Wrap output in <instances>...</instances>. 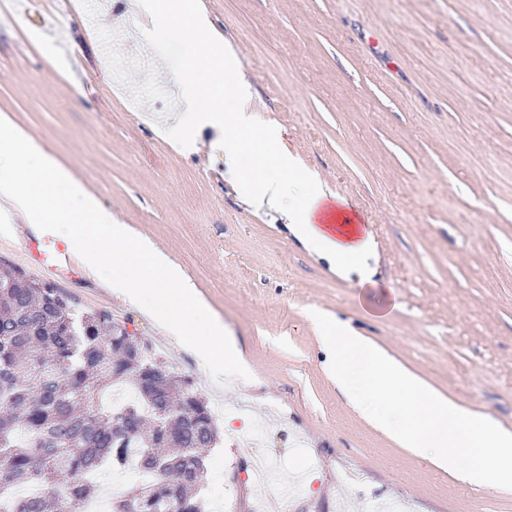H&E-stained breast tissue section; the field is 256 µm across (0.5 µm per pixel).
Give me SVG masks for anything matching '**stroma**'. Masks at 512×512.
I'll use <instances>...</instances> for the list:
<instances>
[{
    "instance_id": "stroma-1",
    "label": "stroma",
    "mask_w": 512,
    "mask_h": 512,
    "mask_svg": "<svg viewBox=\"0 0 512 512\" xmlns=\"http://www.w3.org/2000/svg\"><path fill=\"white\" fill-rule=\"evenodd\" d=\"M0 116L35 138L119 223L153 242L235 337L248 381L214 384L159 323L103 279H39L107 308L209 402L208 512H264L244 463L273 451L288 512H512L362 419L331 378L312 317L348 322L441 395L512 431V0H205L262 120L364 226L368 275L337 273L280 215L244 205L219 133L196 150L182 110L181 42L147 34L140 0H8ZM95 11L97 27L78 18ZM145 51L124 80L100 41Z\"/></svg>"
}]
</instances>
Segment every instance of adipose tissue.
<instances>
[{
    "instance_id": "ef3b65f1",
    "label": "adipose tissue",
    "mask_w": 512,
    "mask_h": 512,
    "mask_svg": "<svg viewBox=\"0 0 512 512\" xmlns=\"http://www.w3.org/2000/svg\"><path fill=\"white\" fill-rule=\"evenodd\" d=\"M152 18L150 36L179 38L186 65L178 83L191 103L183 130L207 126L224 130V158L231 166L246 201L283 211L295 237L321 257L343 269L366 261L371 242L344 212L332 224L320 223L325 193L309 177L299 174L273 131L258 127L243 92L244 77L224 54L222 38L198 40L206 19L190 0H143Z\"/></svg>"
}]
</instances>
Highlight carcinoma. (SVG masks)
Returning <instances> with one entry per match:
<instances>
[{
	"label": "carcinoma",
	"instance_id": "1",
	"mask_svg": "<svg viewBox=\"0 0 512 512\" xmlns=\"http://www.w3.org/2000/svg\"><path fill=\"white\" fill-rule=\"evenodd\" d=\"M218 429L191 379L103 309L0 260V512H75L105 472L112 512H204ZM132 476L133 474L128 470L125 473H113L103 482L100 481V487H98L96 497L93 498L94 501H103L107 497L106 494L110 493L109 499L107 500V508L100 507L101 512H109V510H111L112 489L115 488L116 492L128 489L132 482Z\"/></svg>",
	"mask_w": 512,
	"mask_h": 512
}]
</instances>
